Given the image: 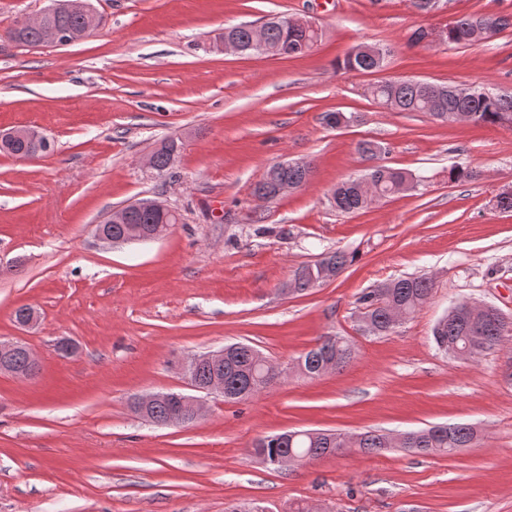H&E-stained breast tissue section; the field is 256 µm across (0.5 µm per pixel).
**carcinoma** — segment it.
I'll list each match as a JSON object with an SVG mask.
<instances>
[{"label":"carcinoma","instance_id":"obj_1","mask_svg":"<svg viewBox=\"0 0 512 512\" xmlns=\"http://www.w3.org/2000/svg\"><path fill=\"white\" fill-rule=\"evenodd\" d=\"M87 23L82 14L70 13L56 8L44 15L40 21L30 23L21 17L14 21L6 36L22 46H39L46 42L53 31L77 29ZM512 26L508 16H463L448 26L446 41L458 45L469 40L477 28L483 29L487 38H492L505 28ZM224 36L238 41L243 53L253 54L261 49L251 46L252 32L245 25L224 29ZM319 40L318 31L308 23H291L286 17L272 20L265 29V42L272 47L284 49L285 55L303 56ZM387 49L379 45L359 44L352 47L343 58L336 61V68L346 72L371 73L384 67ZM481 92L468 97L457 93L450 85L422 83L409 79H388L370 85L366 94L380 106H389L402 112H422L431 117L440 110L448 123L467 122L512 127V117L505 118L502 103L495 92L479 86ZM177 150L171 140L161 146L155 154L156 170L169 168L171 154ZM356 151L362 160L370 163L366 173L354 179L338 183L328 197L329 205L344 214L355 213L368 208L374 201L391 197L399 192V186L413 174L378 163L386 148L380 143L363 140L357 143ZM313 174L312 163L304 168L279 169L273 165L266 172L267 181L258 182L253 194L258 199L274 191V182L287 179L301 187ZM179 219L161 213L145 214L140 224L152 234L167 224H177ZM354 255L342 250L324 254L322 265L338 275L352 261ZM432 291L431 281L424 276H407L391 282H383L359 297V303L371 319L369 332L384 335L392 332L398 313L408 317L420 309ZM437 348L451 354L453 358L468 359L490 353L512 340V321L498 315L492 309L477 312L466 311L463 306H454L442 318L433 331ZM254 348L243 344L224 358V388L232 392L230 402H241L253 398L279 380V376L255 361ZM297 371L309 378L321 370L326 361H335V369L347 366L354 359L350 344L340 336H323L316 345L300 356ZM389 435L377 430L366 431L354 436L332 431H298L288 450L300 458H312L323 454L329 448H356L361 454H371L388 447ZM476 440V432L468 425L437 426L429 429L410 431L401 447L419 455H448ZM257 455L266 457L267 464L276 465L283 452L279 435L273 434L257 440L253 445Z\"/></svg>","mask_w":512,"mask_h":512}]
</instances>
